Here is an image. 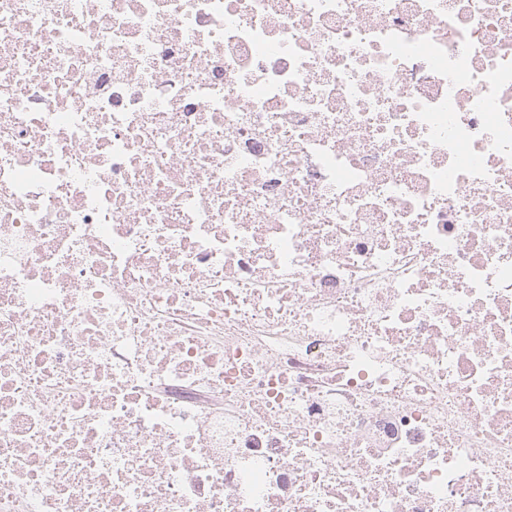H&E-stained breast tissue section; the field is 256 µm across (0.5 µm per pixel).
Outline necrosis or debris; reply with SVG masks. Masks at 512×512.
Listing matches in <instances>:
<instances>
[{"label":"necrosis or debris","mask_w":512,"mask_h":512,"mask_svg":"<svg viewBox=\"0 0 512 512\" xmlns=\"http://www.w3.org/2000/svg\"><path fill=\"white\" fill-rule=\"evenodd\" d=\"M0 512H512V0H0Z\"/></svg>","instance_id":"1"}]
</instances>
